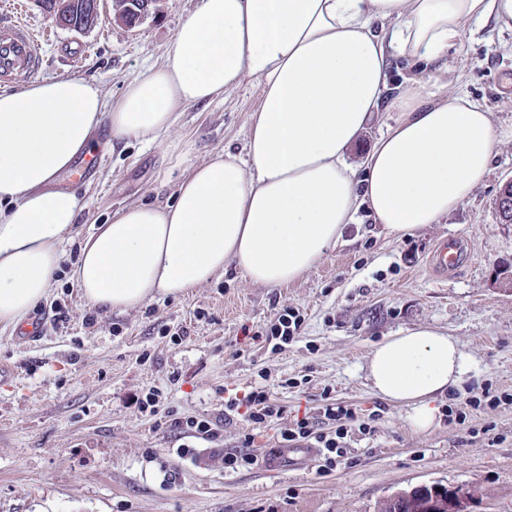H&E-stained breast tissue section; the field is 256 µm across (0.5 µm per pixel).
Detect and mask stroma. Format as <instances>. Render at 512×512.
I'll return each mask as SVG.
<instances>
[{
  "label": "stroma",
  "mask_w": 512,
  "mask_h": 512,
  "mask_svg": "<svg viewBox=\"0 0 512 512\" xmlns=\"http://www.w3.org/2000/svg\"><path fill=\"white\" fill-rule=\"evenodd\" d=\"M199 4L157 0L128 28L101 0L96 26L84 32L57 26L42 0H0V12L51 33L31 80L80 77L116 101L165 62ZM448 58L458 87L489 108L503 139L485 184L444 223L406 237L367 219L350 225L346 245L285 288L252 285L230 269L187 296L124 313L87 305L70 273L92 225L122 205L169 202L186 162L228 145L241 150L259 91L246 82L212 103L181 106L154 143L116 144L101 126L94 173L79 183L59 177L81 210L53 294L35 310L51 325L33 340L0 330V365L15 368L0 377V512H379L396 492L436 483L473 491V512H512V405H467L485 387L512 393V224L496 208L512 179V31L474 29ZM451 234L469 238L475 257L443 278L428 256ZM286 306L304 323L276 352L256 334ZM416 325L448 331L472 363L461 389L437 399L441 413L423 432L407 423L406 406L381 404L363 372L376 343ZM261 384L282 417L260 429L241 417L225 422V395ZM148 392L157 395L151 414L134 402ZM328 399L361 421L379 412L373 432L352 431L346 460L330 469L314 456L297 465L278 454L281 428L302 416L322 423ZM451 404L466 412L465 424L443 415ZM189 416L217 423V438L170 427ZM250 432L256 465L226 474L225 454L240 451ZM184 446L190 454L179 455Z\"/></svg>",
  "instance_id": "stroma-1"
}]
</instances>
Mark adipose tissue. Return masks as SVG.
I'll return each instance as SVG.
<instances>
[{
  "label": "adipose tissue",
  "mask_w": 512,
  "mask_h": 512,
  "mask_svg": "<svg viewBox=\"0 0 512 512\" xmlns=\"http://www.w3.org/2000/svg\"><path fill=\"white\" fill-rule=\"evenodd\" d=\"M489 23L512 30V0H201L165 63L116 102L78 77L0 93V329L50 292L79 209L55 181L103 120L115 140L154 139L179 106L246 79L260 96L242 152L189 165L171 203L121 206L98 225L72 272L86 303L122 313L185 295L229 266L282 288L344 243L360 213L397 238L441 223L491 171L501 144L492 114L460 89L391 84L389 70L402 58L449 74V48ZM377 121L384 131L352 161ZM471 369L456 340L419 325L376 344L365 378L424 431L436 397Z\"/></svg>",
  "instance_id": "1"
}]
</instances>
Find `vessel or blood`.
Returning a JSON list of instances; mask_svg holds the SVG:
<instances>
[{
	"mask_svg": "<svg viewBox=\"0 0 512 512\" xmlns=\"http://www.w3.org/2000/svg\"><path fill=\"white\" fill-rule=\"evenodd\" d=\"M40 58V42L34 32L13 21H0V80H23L38 67ZM472 255L469 240L451 235L438 242L429 262L435 271L445 274L470 261Z\"/></svg>",
	"mask_w": 512,
	"mask_h": 512,
	"instance_id": "1",
	"label": "vessel or blood"
}]
</instances>
